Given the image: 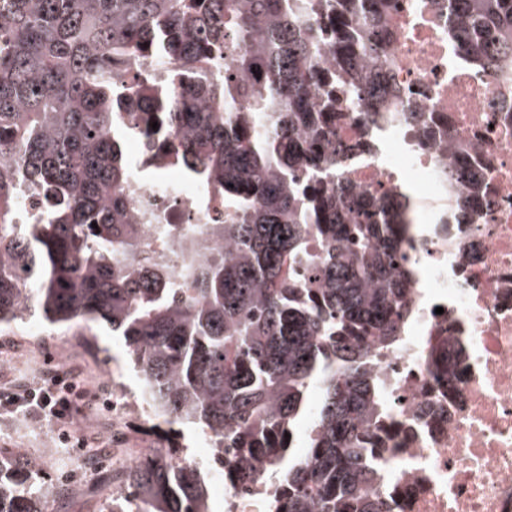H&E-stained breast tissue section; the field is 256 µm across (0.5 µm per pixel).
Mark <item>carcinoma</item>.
I'll return each instance as SVG.
<instances>
[{"label": "carcinoma", "mask_w": 512, "mask_h": 512, "mask_svg": "<svg viewBox=\"0 0 512 512\" xmlns=\"http://www.w3.org/2000/svg\"><path fill=\"white\" fill-rule=\"evenodd\" d=\"M390 0H0V326L109 325L125 337L170 441L130 466L110 512H212L202 468L178 462L183 429L212 463L233 450L241 482L297 447L314 385L306 460L288 468L278 512H374L358 426L380 419L383 382L350 339L400 337L390 200L347 201L332 146L337 106L399 98L385 55ZM460 48L485 72L512 55V0H448ZM327 54L350 72H320ZM174 57L158 81L145 66ZM224 61V73L200 67ZM158 128H152V123ZM146 172H175L224 199L205 237L128 224L129 135ZM45 213L21 224L23 190ZM97 227H92V224ZM163 247L144 272L127 257L145 230ZM290 438H285V434ZM30 459L0 451V512H48Z\"/></svg>", "instance_id": "cac0c4a2"}]
</instances>
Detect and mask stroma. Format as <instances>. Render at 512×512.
<instances>
[{"label":"stroma","mask_w":512,"mask_h":512,"mask_svg":"<svg viewBox=\"0 0 512 512\" xmlns=\"http://www.w3.org/2000/svg\"><path fill=\"white\" fill-rule=\"evenodd\" d=\"M34 333L70 337L72 354L68 361L51 363L48 347L31 343ZM0 335L12 340L11 349L0 350V385L36 382L51 371L66 374L79 383L83 396L76 403L71 425L82 429L87 448L94 451L99 463L86 467L82 455L55 439L54 423L26 417H0V448L19 451L37 462L42 477L68 482L69 494L54 503L53 512H107L119 488L117 478L128 468V449L157 448L162 444L159 435L148 433L145 425L131 417L116 423L104 422L105 434L101 437L82 427L102 371L120 373L127 390L138 389L139 380L127 367L122 337L113 335L105 325L88 331L76 325L52 326L37 317L2 328Z\"/></svg>","instance_id":"stroma-1"}]
</instances>
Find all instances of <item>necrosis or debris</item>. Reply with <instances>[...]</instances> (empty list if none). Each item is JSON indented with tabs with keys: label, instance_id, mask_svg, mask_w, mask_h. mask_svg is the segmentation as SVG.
<instances>
[{
	"label": "necrosis or debris",
	"instance_id": "1",
	"mask_svg": "<svg viewBox=\"0 0 512 512\" xmlns=\"http://www.w3.org/2000/svg\"><path fill=\"white\" fill-rule=\"evenodd\" d=\"M401 99L342 110L336 139L353 191L410 189L400 270L409 318L395 345L369 343L384 414L360 439L377 468L375 512H512V59L484 73L456 48L448 0H400L386 17ZM138 224L202 229L224 203L171 174L136 172L124 191ZM115 415H150L143 393L102 376ZM220 480L224 512H275L283 475Z\"/></svg>",
	"mask_w": 512,
	"mask_h": 512
}]
</instances>
